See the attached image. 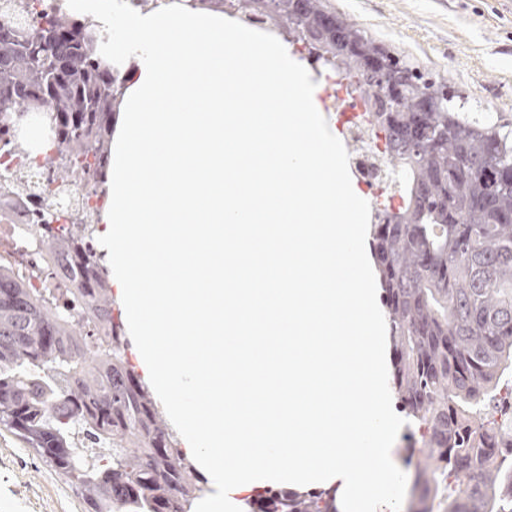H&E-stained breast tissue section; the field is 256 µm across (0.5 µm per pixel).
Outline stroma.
<instances>
[{"label": "stroma", "instance_id": "stroma-1", "mask_svg": "<svg viewBox=\"0 0 512 512\" xmlns=\"http://www.w3.org/2000/svg\"><path fill=\"white\" fill-rule=\"evenodd\" d=\"M472 109L512 124V0H326ZM83 489L0 425V512H86Z\"/></svg>", "mask_w": 512, "mask_h": 512}]
</instances>
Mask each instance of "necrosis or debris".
<instances>
[{"label": "necrosis or debris", "mask_w": 512, "mask_h": 512, "mask_svg": "<svg viewBox=\"0 0 512 512\" xmlns=\"http://www.w3.org/2000/svg\"><path fill=\"white\" fill-rule=\"evenodd\" d=\"M338 87L337 98L344 104L348 117L342 124L349 154V169L355 180L366 191L381 192L388 188L387 162L381 142L375 141L363 122V104L352 93L347 79L333 75ZM50 142L29 148L26 159H18L11 146L0 140V181L10 179L23 188L21 195L0 204V227L6 228L14 241L28 242L35 224L43 214L53 216L55 224L68 223L72 209L92 208L99 201L81 180L61 182L46 162Z\"/></svg>", "instance_id": "4bbe7bcc"}]
</instances>
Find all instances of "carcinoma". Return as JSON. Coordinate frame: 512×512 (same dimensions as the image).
<instances>
[{"mask_svg": "<svg viewBox=\"0 0 512 512\" xmlns=\"http://www.w3.org/2000/svg\"><path fill=\"white\" fill-rule=\"evenodd\" d=\"M245 19L277 20L292 42L324 67L359 84L363 103L380 95L388 62L402 86L401 110H366L371 133L384 136L388 163L404 176L397 207L372 209L370 247L382 288L393 351L392 385L406 412L419 512H434L441 485H454L443 512H512V395L491 401L512 375V126L469 120L465 102L390 55L361 29L334 16L346 47L316 36L325 0L268 13L260 0H205ZM103 30L90 20L49 13L17 28L0 22V134L19 127L35 101L44 104L59 150L48 158L58 178L79 177L107 195L115 96L127 67L99 52ZM100 214L72 213L64 229L34 225V239L69 285L35 288L23 246L0 255V424L56 471L72 477L76 440L112 453L76 477L87 512H190L203 496L196 472L176 447L148 386L126 358L121 315L98 249ZM261 512H336L322 492H276Z\"/></svg>", "mask_w": 512, "mask_h": 512, "instance_id": "obj_1", "label": "carcinoma"}]
</instances>
